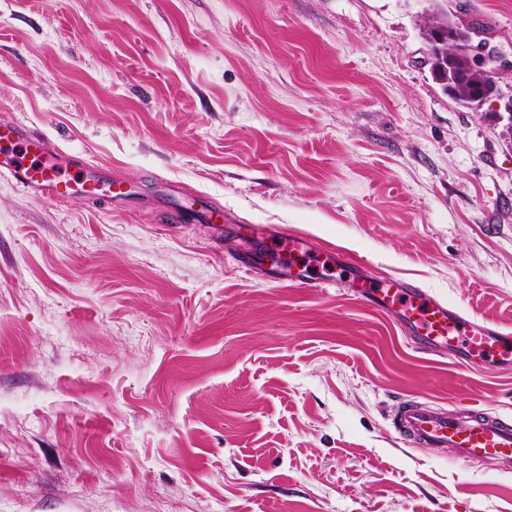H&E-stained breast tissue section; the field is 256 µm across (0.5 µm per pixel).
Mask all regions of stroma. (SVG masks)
I'll use <instances>...</instances> for the list:
<instances>
[{"instance_id":"obj_1","label":"stroma","mask_w":512,"mask_h":512,"mask_svg":"<svg viewBox=\"0 0 512 512\" xmlns=\"http://www.w3.org/2000/svg\"><path fill=\"white\" fill-rule=\"evenodd\" d=\"M432 9L512 53V0H0V123L126 192L0 174V512H512L388 421L512 422V365L235 264L291 227L512 332V146L433 80Z\"/></svg>"}]
</instances>
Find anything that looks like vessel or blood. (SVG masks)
<instances>
[{
  "mask_svg": "<svg viewBox=\"0 0 512 512\" xmlns=\"http://www.w3.org/2000/svg\"><path fill=\"white\" fill-rule=\"evenodd\" d=\"M0 144L8 151L0 166L8 169L24 188L59 197L75 196L82 181L70 162L44 138L30 134L22 124L0 125ZM307 237L270 229L247 240L239 263L248 273L273 269V256L306 253ZM337 267L348 275L347 285L374 308L395 315L415 345L441 356L455 352L466 364L480 361L512 363V333L479 319L464 318L455 309L417 288L410 281L380 276L356 255L336 251ZM391 427L407 446L426 450L450 449L470 460H496L501 471L512 470V423L476 409H447L428 402L407 400L397 405Z\"/></svg>",
  "mask_w": 512,
  "mask_h": 512,
  "instance_id": "1",
  "label": "vessel or blood"
}]
</instances>
